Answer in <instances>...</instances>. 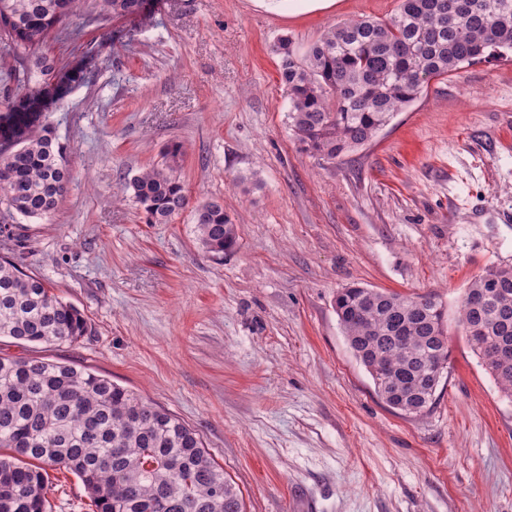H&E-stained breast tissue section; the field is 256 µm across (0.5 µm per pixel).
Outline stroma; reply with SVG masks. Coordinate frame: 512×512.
I'll return each mask as SVG.
<instances>
[{
    "label": "stroma",
    "instance_id": "obj_1",
    "mask_svg": "<svg viewBox=\"0 0 512 512\" xmlns=\"http://www.w3.org/2000/svg\"><path fill=\"white\" fill-rule=\"evenodd\" d=\"M399 0H147V20L84 0L44 51L68 81L32 133L73 181L12 236L24 271L87 319L74 344L0 339V356L89 369L197 430L245 512H512V399L457 325L472 279L512 265V57L431 80L377 136L333 160L300 152L272 51ZM182 145L187 207L150 224L123 184ZM224 200L237 251L199 245L192 210ZM357 283L448 308L451 369L431 411L377 395L334 307ZM46 512H95L49 472Z\"/></svg>",
    "mask_w": 512,
    "mask_h": 512
}]
</instances>
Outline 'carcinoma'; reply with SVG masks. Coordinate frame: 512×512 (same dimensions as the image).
Returning a JSON list of instances; mask_svg holds the SVG:
<instances>
[{
	"mask_svg": "<svg viewBox=\"0 0 512 512\" xmlns=\"http://www.w3.org/2000/svg\"><path fill=\"white\" fill-rule=\"evenodd\" d=\"M83 0H0V50L30 56L28 93L6 122L26 128L27 101L49 89L55 60L41 51L57 25L80 16ZM144 0H100L115 16L144 14ZM288 120L300 149L334 160L371 141L429 82L464 65L512 52V0H401L384 19L328 29L298 57L278 40ZM181 148L161 168L125 182L123 192L150 224H168L185 207L178 175ZM73 179L63 147L50 133L19 149L0 150V233L16 216L48 218ZM197 240L214 255L238 246V226L218 198L193 212ZM336 315L355 357L384 403L406 416L425 415L448 374V314L433 294H401L357 284L336 294ZM459 326L501 392L512 398V265L491 266L460 303ZM88 322L48 283L0 255V337L20 343H76ZM0 512H46L48 469L62 467L84 486L97 512H243L240 490L224 476L195 430L110 379L43 359L0 356Z\"/></svg>",
	"mask_w": 512,
	"mask_h": 512,
	"instance_id": "carcinoma-1",
	"label": "carcinoma"
}]
</instances>
